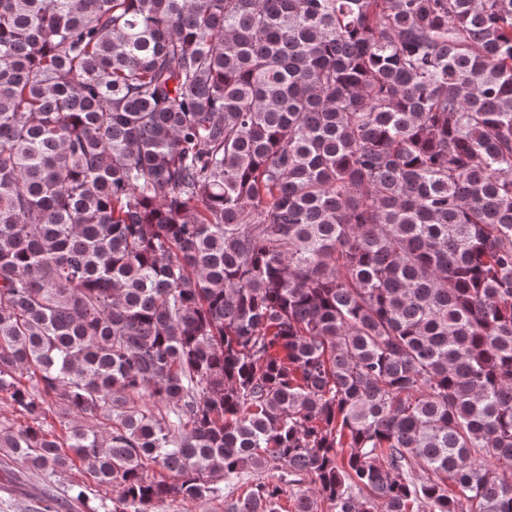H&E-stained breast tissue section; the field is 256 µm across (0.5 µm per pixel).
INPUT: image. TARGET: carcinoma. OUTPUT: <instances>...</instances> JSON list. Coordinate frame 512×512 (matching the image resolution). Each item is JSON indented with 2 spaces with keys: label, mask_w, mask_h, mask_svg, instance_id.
I'll use <instances>...</instances> for the list:
<instances>
[{
  "label": "carcinoma",
  "mask_w": 512,
  "mask_h": 512,
  "mask_svg": "<svg viewBox=\"0 0 512 512\" xmlns=\"http://www.w3.org/2000/svg\"><path fill=\"white\" fill-rule=\"evenodd\" d=\"M0 397L108 512H512V0H0ZM250 473H248V477ZM252 477H248V479L244 480L243 483L245 484H239L238 486H235L234 488H225L224 489V495L219 498H214L210 500H200L196 502H174L170 505H165L160 509V512H227L225 509V504L227 501H230L231 495H234V497L239 496L242 494L246 488L247 485L251 484ZM247 482V484H246Z\"/></svg>",
  "instance_id": "carcinoma-1"
}]
</instances>
